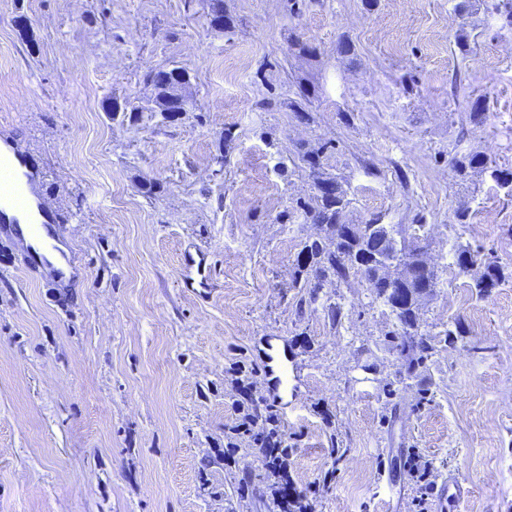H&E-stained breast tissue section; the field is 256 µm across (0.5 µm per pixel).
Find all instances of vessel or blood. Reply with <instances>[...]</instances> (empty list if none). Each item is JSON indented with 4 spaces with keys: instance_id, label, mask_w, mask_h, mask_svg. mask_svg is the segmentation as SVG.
Listing matches in <instances>:
<instances>
[{
    "instance_id": "b4317fda",
    "label": "vessel or blood",
    "mask_w": 512,
    "mask_h": 512,
    "mask_svg": "<svg viewBox=\"0 0 512 512\" xmlns=\"http://www.w3.org/2000/svg\"><path fill=\"white\" fill-rule=\"evenodd\" d=\"M35 167L28 154L14 151L11 159L0 157V234H9L17 226L16 215L33 208V200L23 192V181L31 179ZM32 234L40 240L41 247L29 252L27 260L33 265H50L55 256L57 232L53 221L42 220L33 225ZM181 281L196 297L207 298L213 286L207 253L202 250L186 252L181 267ZM264 375L269 381V394L277 404H285L288 396V378L296 369L293 354L286 343L277 337L265 339Z\"/></svg>"
}]
</instances>
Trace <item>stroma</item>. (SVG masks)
I'll return each instance as SVG.
<instances>
[{"label":"stroma","mask_w":512,"mask_h":512,"mask_svg":"<svg viewBox=\"0 0 512 512\" xmlns=\"http://www.w3.org/2000/svg\"><path fill=\"white\" fill-rule=\"evenodd\" d=\"M210 4L0 0V139L36 157L75 257L62 283L0 235V512H270L257 449L224 460L228 371L264 382L263 336L297 349L279 424L313 512H410L412 451L465 481L431 512H512V194L490 175L512 168V8L224 0L218 32ZM174 67L192 105L171 123L148 76ZM311 149L344 223L429 243L421 381L400 379L398 319L361 276L292 285L317 233ZM468 153L488 168L462 179ZM192 245L213 260L205 301L180 286ZM488 261L506 279L481 293Z\"/></svg>","instance_id":"1"}]
</instances>
